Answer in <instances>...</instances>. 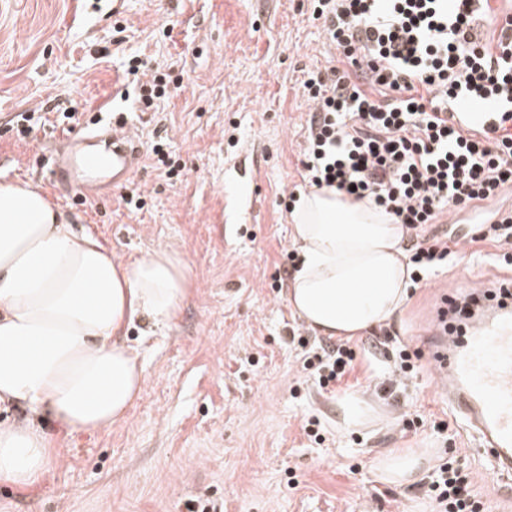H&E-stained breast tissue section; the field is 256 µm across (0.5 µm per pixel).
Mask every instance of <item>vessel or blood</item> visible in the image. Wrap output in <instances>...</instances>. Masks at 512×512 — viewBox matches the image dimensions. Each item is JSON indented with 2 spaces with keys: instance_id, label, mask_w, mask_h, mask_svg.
<instances>
[{
  "instance_id": "1",
  "label": "vessel or blood",
  "mask_w": 512,
  "mask_h": 512,
  "mask_svg": "<svg viewBox=\"0 0 512 512\" xmlns=\"http://www.w3.org/2000/svg\"><path fill=\"white\" fill-rule=\"evenodd\" d=\"M489 97L472 95L464 109H449L448 119L474 137L495 125ZM55 183L76 195L97 199L101 191L130 183L144 152L124 124L111 131L61 135ZM473 323L460 336L448 333L446 306H439L429 328L435 381L440 396L476 433L491 469L512 477V286L495 283L475 289Z\"/></svg>"
}]
</instances>
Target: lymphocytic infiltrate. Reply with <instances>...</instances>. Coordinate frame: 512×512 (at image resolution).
<instances>
[{"label": "lymphocytic infiltrate", "mask_w": 512, "mask_h": 512, "mask_svg": "<svg viewBox=\"0 0 512 512\" xmlns=\"http://www.w3.org/2000/svg\"><path fill=\"white\" fill-rule=\"evenodd\" d=\"M458 0H312L326 38L347 63L314 68L303 84L313 111L303 180L368 200L414 230L406 252L420 284L449 262L450 235L434 222L447 207L473 210L512 190V51L497 6ZM485 92L500 103L491 135L448 123L449 102ZM320 387L354 368L352 350L298 340ZM426 494L436 512H484L456 455L434 467Z\"/></svg>", "instance_id": "f902f5d3"}]
</instances>
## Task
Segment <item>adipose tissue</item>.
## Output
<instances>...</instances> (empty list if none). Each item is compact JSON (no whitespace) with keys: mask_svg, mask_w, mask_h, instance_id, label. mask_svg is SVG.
<instances>
[{"mask_svg":"<svg viewBox=\"0 0 512 512\" xmlns=\"http://www.w3.org/2000/svg\"><path fill=\"white\" fill-rule=\"evenodd\" d=\"M291 220L301 260L287 298L308 328L354 339L396 316L410 286L404 225L330 189L300 194ZM189 289L167 249L119 261L37 187L0 182V405L31 413L0 423V480L32 485L54 455L39 417L68 434L126 420L145 375L124 332L168 324Z\"/></svg>","mask_w":512,"mask_h":512,"instance_id":"adipose-tissue-1","label":"adipose tissue"}]
</instances>
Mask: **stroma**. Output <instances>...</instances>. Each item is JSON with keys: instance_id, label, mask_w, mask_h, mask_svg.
<instances>
[{"instance_id": "stroma-1", "label": "stroma", "mask_w": 512, "mask_h": 512, "mask_svg": "<svg viewBox=\"0 0 512 512\" xmlns=\"http://www.w3.org/2000/svg\"><path fill=\"white\" fill-rule=\"evenodd\" d=\"M73 2L0 0V181L38 186L121 261L160 246L177 253L193 287L169 325L129 331L146 383L126 421L55 436L61 460L30 486L0 480V512H432L424 484L451 448L489 512H512L511 484L437 398L426 348L437 287L456 302L469 284L511 280L512 244L460 241L451 267L350 340L356 367L337 392L318 388L292 340L311 331L273 283L297 265L285 192L305 190L302 83L338 63L307 0H122L103 19L76 15ZM132 53L180 76V88L142 109L137 77L122 74ZM20 112L80 113L79 132L124 113L144 145L166 141L183 176L169 180L148 154L129 184L79 202L51 179L56 135L12 132ZM388 334L416 366L400 386L391 362L367 352ZM356 397L370 413L343 425L341 406ZM397 452L417 454L412 479L381 471Z\"/></svg>"}]
</instances>
